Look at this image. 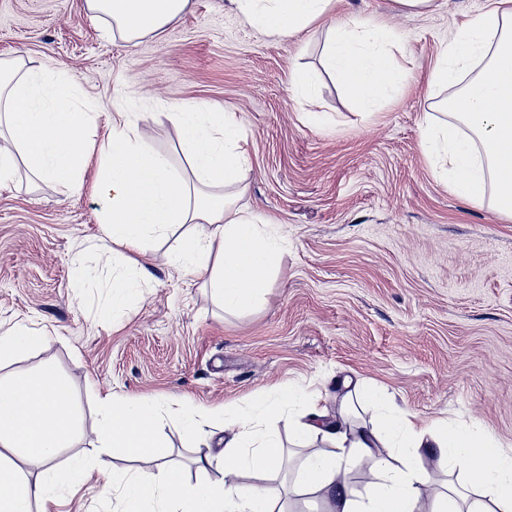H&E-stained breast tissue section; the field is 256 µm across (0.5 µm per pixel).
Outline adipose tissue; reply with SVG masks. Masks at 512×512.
Listing matches in <instances>:
<instances>
[{"instance_id":"1","label":"adipose tissue","mask_w":512,"mask_h":512,"mask_svg":"<svg viewBox=\"0 0 512 512\" xmlns=\"http://www.w3.org/2000/svg\"><path fill=\"white\" fill-rule=\"evenodd\" d=\"M90 7L136 37L158 30L185 8L188 0H88ZM254 28L289 38L323 17L333 0H230ZM325 67L343 84L363 112L398 92L404 80L390 37L375 25L341 22L325 44ZM478 73L471 79L469 68ZM453 89L448 120L426 118L424 147L435 156L441 177L460 198L483 202L494 190V209L512 216V0H491L486 12L459 28L442 49L429 90ZM73 87L57 74L11 69L0 76V123L30 172L40 181L79 191L89 142L88 112L72 106ZM172 133L188 165L177 168L156 153L146 128L131 113L112 119V137L99 147L100 186L109 197L104 237L131 251L177 224H208L212 234L183 240L171 260L180 269L208 274V286L225 311L245 314L263 301L270 275L282 260V242L264 220L235 207L242 171L248 162L237 144L242 131L235 113H170ZM223 250L212 253L213 237ZM68 386L51 367L18 374L0 384V512H32L34 501L52 503L58 490L83 483L90 467L76 457L66 468L55 460L75 430L67 402ZM379 409L376 424H351L354 403ZM104 417L95 429L100 447L131 458L153 456L159 446L158 407L153 402L105 398ZM302 408L294 427L297 442L318 436L335 445L331 454L307 456L298 469L305 490L318 495L327 512H420L426 489H433L431 512H512V449L479 431L439 423L416 427L390 398L359 385L347 389L335 411L316 409L296 388L276 399H253L224 411L230 438L222 477L209 479L211 459H197L202 478L186 481L180 469L115 477L122 488L124 512H276L274 490L264 484L242 485L244 473L280 471L284 450L271 424L284 408ZM24 457L42 479L30 481L10 461ZM435 458L436 483L425 466ZM366 462L370 482L358 493L350 482L353 468Z\"/></svg>"}]
</instances>
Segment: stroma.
<instances>
[{
	"instance_id": "1",
	"label": "stroma",
	"mask_w": 512,
	"mask_h": 512,
	"mask_svg": "<svg viewBox=\"0 0 512 512\" xmlns=\"http://www.w3.org/2000/svg\"><path fill=\"white\" fill-rule=\"evenodd\" d=\"M488 5L436 0L402 15L392 0H334L308 28L275 39L228 0H189L161 29L130 38L87 0H0V60L63 72L76 108L93 115L94 143L108 137L113 114L131 112L153 150L182 167L168 112L236 113L248 158L238 205L287 240L264 302L228 315L203 275L167 261L197 225L173 227L146 252L106 257L95 163L76 193L22 166L0 182V334L22 324L48 337L1 360L0 380L53 364L80 418L57 462L93 463L50 512H122L113 474L156 469L153 459L97 450V403L107 396L160 405L164 459L191 482L200 457L215 461L212 478L221 475L215 413L224 405L294 384L332 411L347 376L385 391L417 424L447 419L512 448V217L454 195L421 140L425 113L447 109V93L428 94L439 54ZM339 20L392 31L406 49L401 92L368 114L323 71ZM307 72L322 78L305 101L293 89ZM139 268L136 300L100 321L113 273ZM180 401L201 413L193 435L176 414ZM297 481L292 469L266 477L280 512H325L317 495L297 493Z\"/></svg>"
}]
</instances>
